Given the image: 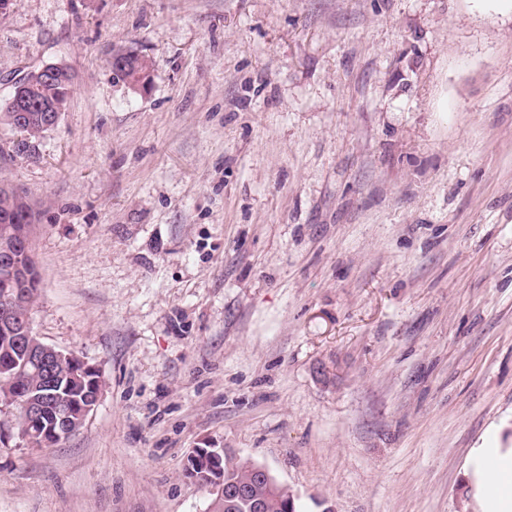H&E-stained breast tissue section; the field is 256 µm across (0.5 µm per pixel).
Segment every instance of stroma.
Masks as SVG:
<instances>
[{"instance_id":"35a3bbf8","label":"stroma","mask_w":512,"mask_h":512,"mask_svg":"<svg viewBox=\"0 0 512 512\" xmlns=\"http://www.w3.org/2000/svg\"><path fill=\"white\" fill-rule=\"evenodd\" d=\"M46 64L74 92L35 152L0 124V182L35 335L103 385L51 448L0 403V512H211L205 445L300 512H476L512 419V0H12L0 106ZM115 56L119 57L123 64L119 70L123 80L128 85L142 84L143 82L152 83L151 70L153 71V69L149 57L136 51L122 52ZM35 209L22 191L20 196H9L5 193L0 194V239L4 235L12 238L23 237L28 242V252L31 253L30 228L35 223ZM27 215V217H26ZM22 246L27 251L26 243L12 239H2L0 242V268L4 271V276L14 278H32L33 271H28L30 264L23 265L19 262L18 251ZM27 253V254H29Z\"/></svg>"}]
</instances>
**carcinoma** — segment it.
<instances>
[{
  "instance_id": "cac0c4a2",
  "label": "carcinoma",
  "mask_w": 512,
  "mask_h": 512,
  "mask_svg": "<svg viewBox=\"0 0 512 512\" xmlns=\"http://www.w3.org/2000/svg\"><path fill=\"white\" fill-rule=\"evenodd\" d=\"M122 62L120 72L123 80L136 85L152 81V63L149 57L136 51H127L117 54ZM73 74L70 70L60 73L52 83L36 84L28 91L32 103L40 104L42 108L49 109L55 105L69 102L68 91ZM24 119L28 130L25 131V140L19 143V147L25 151L36 150L35 141L45 132L42 127V118L45 113L41 111L20 112L18 114L9 111L8 107L0 110V123L12 126V118ZM35 223V209L27 195L9 196L0 194V239L4 235L12 238L22 237L29 239L31 224ZM7 295L0 286V368L22 361V353L16 346L15 336L10 328L3 327L5 319V306ZM43 385L42 377L33 372L24 376L15 377L11 372L0 371V399L7 397V393L21 390L24 393L35 387ZM100 375L75 369L70 364H65L57 373L54 389L58 391V397L46 400L44 420L40 426H30L22 416H17L19 433L24 437H33L36 443H41L43 432L56 427L59 415L66 413L78 425H83L82 409L89 399L94 397L101 389ZM224 482H247L252 485L254 498L264 503L263 512H297V507L291 505L287 499V493L280 489L279 485L267 480H260L253 474V465L229 451L224 454L222 463Z\"/></svg>"
}]
</instances>
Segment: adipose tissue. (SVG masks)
<instances>
[{
  "label": "adipose tissue",
  "instance_id": "ef3b65f1",
  "mask_svg": "<svg viewBox=\"0 0 512 512\" xmlns=\"http://www.w3.org/2000/svg\"><path fill=\"white\" fill-rule=\"evenodd\" d=\"M469 479L477 512H512V448L502 447L499 430L475 449Z\"/></svg>",
  "mask_w": 512,
  "mask_h": 512
}]
</instances>
